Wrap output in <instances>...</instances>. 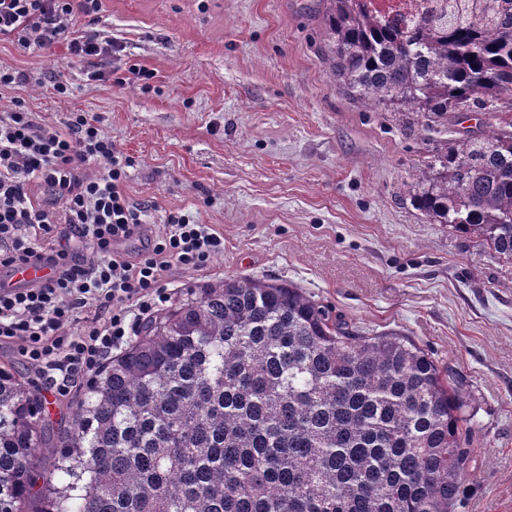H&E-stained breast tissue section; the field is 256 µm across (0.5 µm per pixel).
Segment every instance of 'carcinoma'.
I'll use <instances>...</instances> for the list:
<instances>
[{"instance_id": "1", "label": "carcinoma", "mask_w": 512, "mask_h": 512, "mask_svg": "<svg viewBox=\"0 0 512 512\" xmlns=\"http://www.w3.org/2000/svg\"><path fill=\"white\" fill-rule=\"evenodd\" d=\"M328 2L336 79L366 108L427 128L490 113L407 192L512 261V119L496 115L512 93V0H465L408 31ZM468 408L405 334L360 330L291 283L226 277L149 319L54 437L42 399L0 366V512L37 495L34 512H452L473 477Z\"/></svg>"}]
</instances>
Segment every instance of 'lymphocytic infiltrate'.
<instances>
[{"instance_id": "f902f5d3", "label": "lymphocytic infiltrate", "mask_w": 512, "mask_h": 512, "mask_svg": "<svg viewBox=\"0 0 512 512\" xmlns=\"http://www.w3.org/2000/svg\"><path fill=\"white\" fill-rule=\"evenodd\" d=\"M101 0H0V37L43 53L66 45L92 63L88 76L111 78L116 47L76 37V15L98 14ZM106 168L88 174L91 164ZM130 160L98 121L77 113L65 127L32 113H0V267L38 261L55 275L32 288H0V343L20 352L56 394L67 395L139 325L169 302L163 286L174 267L200 270L224 250V239L192 212L169 214L161 234H145V211L125 192ZM144 241L131 255L124 244ZM93 311L78 324L80 311Z\"/></svg>"}]
</instances>
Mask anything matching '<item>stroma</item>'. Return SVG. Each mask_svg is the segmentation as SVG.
<instances>
[{"instance_id": "35a3bbf8", "label": "stroma", "mask_w": 512, "mask_h": 512, "mask_svg": "<svg viewBox=\"0 0 512 512\" xmlns=\"http://www.w3.org/2000/svg\"><path fill=\"white\" fill-rule=\"evenodd\" d=\"M324 11L323 0H101L75 29L119 45L111 80H88L65 47L0 38V67L32 77L0 92V111L99 119L132 161L125 190L152 231L191 210L223 235L222 255L169 270L165 287L286 281L428 350L475 412L463 512H512V262L430 223L405 188L440 140L478 130L482 111L437 135L365 110L336 83Z\"/></svg>"}]
</instances>
